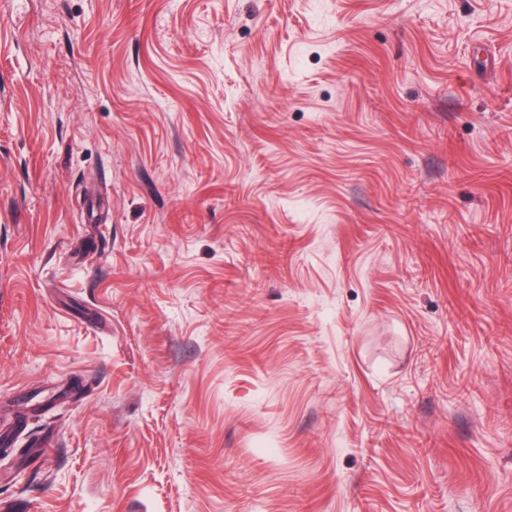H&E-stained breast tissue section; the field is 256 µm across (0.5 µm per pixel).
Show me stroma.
Returning a JSON list of instances; mask_svg holds the SVG:
<instances>
[{
  "label": "stroma",
  "instance_id": "35a3bbf8",
  "mask_svg": "<svg viewBox=\"0 0 512 512\" xmlns=\"http://www.w3.org/2000/svg\"><path fill=\"white\" fill-rule=\"evenodd\" d=\"M0 512H512V0H0Z\"/></svg>",
  "mask_w": 512,
  "mask_h": 512
}]
</instances>
